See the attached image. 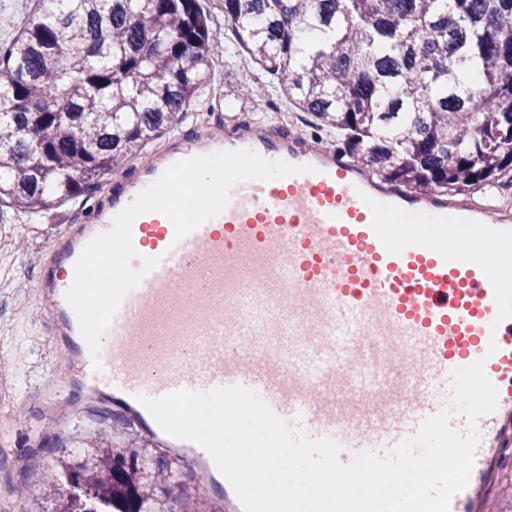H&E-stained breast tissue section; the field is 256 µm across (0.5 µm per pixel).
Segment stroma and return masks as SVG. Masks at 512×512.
I'll list each match as a JSON object with an SVG mask.
<instances>
[{"instance_id": "obj_1", "label": "stroma", "mask_w": 512, "mask_h": 512, "mask_svg": "<svg viewBox=\"0 0 512 512\" xmlns=\"http://www.w3.org/2000/svg\"><path fill=\"white\" fill-rule=\"evenodd\" d=\"M205 8L213 17V53L224 59L223 85L207 88L203 102L208 114L192 112L189 124L217 129L231 103L237 120L273 117L281 101L276 80L264 79L244 58L233 57L230 39L220 30L223 19L217 4L207 0ZM247 84L262 86L261 95L239 96L238 88ZM100 195L96 188L51 210L0 223V512H51L53 499L44 490V474L76 456V442L99 437L111 442L114 454L146 459L138 479L153 496L155 512H205L200 496L160 497V488L168 482L199 487L204 478L187 475L184 461L166 457L131 435L111 408L75 388L68 399L69 412L60 419L41 396L43 384L73 378L74 373L67 351L48 328L33 284L58 230L75 223L82 209Z\"/></svg>"}]
</instances>
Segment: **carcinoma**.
<instances>
[{"instance_id":"obj_1","label":"carcinoma","mask_w":512,"mask_h":512,"mask_svg":"<svg viewBox=\"0 0 512 512\" xmlns=\"http://www.w3.org/2000/svg\"><path fill=\"white\" fill-rule=\"evenodd\" d=\"M32 2L0 44V221L144 156L215 68L201 0ZM218 2L281 95L376 178L466 197L512 177V0ZM138 465L110 448L62 462L54 512H152Z\"/></svg>"}]
</instances>
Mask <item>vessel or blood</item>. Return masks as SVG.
Segmentation results:
<instances>
[{
	"label": "vessel or blood",
	"instance_id": "1",
	"mask_svg": "<svg viewBox=\"0 0 512 512\" xmlns=\"http://www.w3.org/2000/svg\"><path fill=\"white\" fill-rule=\"evenodd\" d=\"M233 150L308 171L236 185L220 215L180 240L163 214L138 216L129 266L159 263L92 359L65 297L84 248L169 166ZM35 288L88 392L144 442L205 473L201 492L217 512H244L230 482L203 447L166 434L140 396L243 386L290 426L334 441L347 464L414 434L449 405L452 371L480 360L497 406L473 426L451 418L479 443L449 512H487L512 464V220L493 202L385 186L342 151L270 122L179 130L60 232Z\"/></svg>",
	"mask_w": 512,
	"mask_h": 512
}]
</instances>
